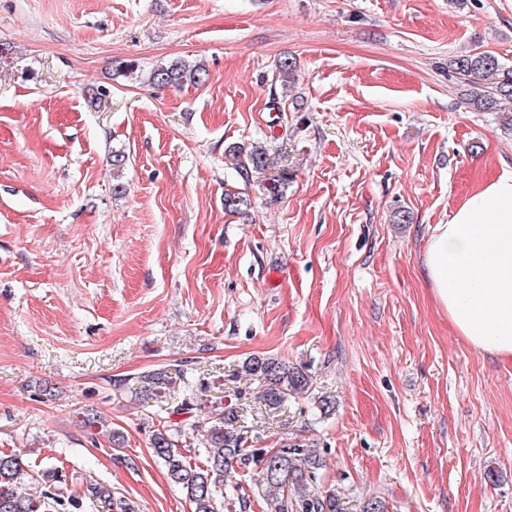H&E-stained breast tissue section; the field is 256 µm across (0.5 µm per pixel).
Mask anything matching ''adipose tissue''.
Here are the masks:
<instances>
[{
    "label": "adipose tissue",
    "mask_w": 512,
    "mask_h": 512,
    "mask_svg": "<svg viewBox=\"0 0 512 512\" xmlns=\"http://www.w3.org/2000/svg\"><path fill=\"white\" fill-rule=\"evenodd\" d=\"M424 275L440 308L476 350L512 359V172L470 193L435 225Z\"/></svg>",
    "instance_id": "1"
}]
</instances>
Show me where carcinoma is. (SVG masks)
<instances>
[{"label": "carcinoma", "instance_id": "1", "mask_svg": "<svg viewBox=\"0 0 512 512\" xmlns=\"http://www.w3.org/2000/svg\"><path fill=\"white\" fill-rule=\"evenodd\" d=\"M448 72L463 88L467 103L479 112H504L512 104V66L489 52H462L448 60ZM206 70L182 59H172L149 72L146 82L157 89L179 87L185 83L206 81ZM232 165L248 183L252 174L265 170L269 155L255 148L246 153L235 149ZM250 208L249 197L231 189L224 190V209L244 215ZM241 374L257 383L259 399L270 409L284 405L288 398L299 397L311 387L305 369L290 366L274 357H252L243 363ZM186 380V371L175 364L172 370L160 369L138 376L136 394L144 404L161 398L171 382ZM192 410L191 397L167 412L169 425L153 431L150 448L165 468L170 482L178 487L194 506V512H219L224 495H237L239 509L250 507V495L242 487L224 488V476L235 471L258 468L257 495L267 512H342L336 495L319 487V472L324 467L321 454L311 439L297 436L280 448H256L260 438L240 424L237 406L229 403L218 408L205 424H195L175 415ZM190 429L196 433L198 447L180 448L176 437ZM22 455L0 454V512H59L58 492L33 494L25 483ZM113 505L111 491L92 484L85 497L73 507L83 512H100L101 505Z\"/></svg>", "mask_w": 512, "mask_h": 512}]
</instances>
